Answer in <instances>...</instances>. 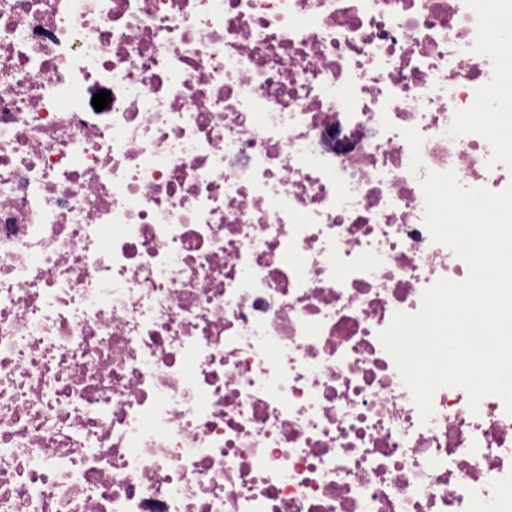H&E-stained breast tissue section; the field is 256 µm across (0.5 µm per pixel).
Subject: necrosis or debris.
<instances>
[{
  "instance_id": "obj_1",
  "label": "necrosis or debris",
  "mask_w": 512,
  "mask_h": 512,
  "mask_svg": "<svg viewBox=\"0 0 512 512\" xmlns=\"http://www.w3.org/2000/svg\"><path fill=\"white\" fill-rule=\"evenodd\" d=\"M478 0H0V512H512V416L378 334L501 176ZM108 91L95 110L91 99Z\"/></svg>"
}]
</instances>
